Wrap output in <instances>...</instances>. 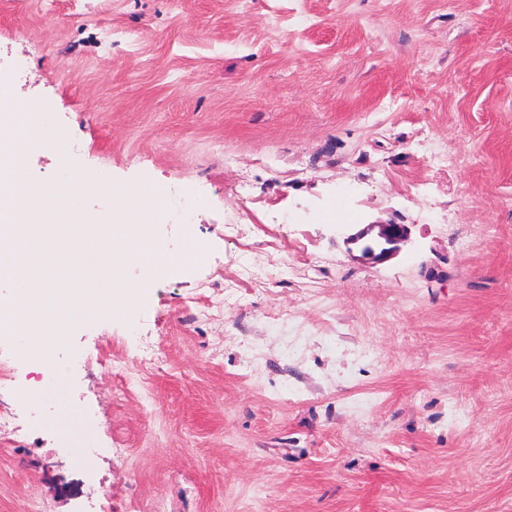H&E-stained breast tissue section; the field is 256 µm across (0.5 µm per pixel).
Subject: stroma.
I'll return each mask as SVG.
<instances>
[{"mask_svg": "<svg viewBox=\"0 0 512 512\" xmlns=\"http://www.w3.org/2000/svg\"><path fill=\"white\" fill-rule=\"evenodd\" d=\"M0 80L168 256L17 357L0 512H512V0H0ZM408 238V226L405 224H365L352 234L351 244L361 245V257L372 262L390 259L399 250V245ZM368 242L377 244L376 248H366Z\"/></svg>", "mask_w": 512, "mask_h": 512, "instance_id": "stroma-1", "label": "stroma"}]
</instances>
